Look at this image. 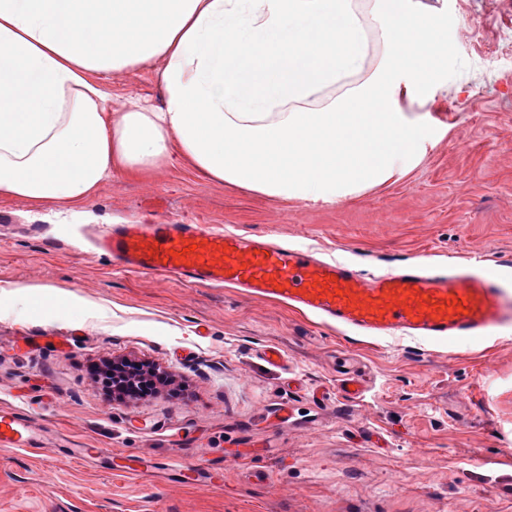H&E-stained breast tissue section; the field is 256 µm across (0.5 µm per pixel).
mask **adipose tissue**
Masks as SVG:
<instances>
[{
	"label": "adipose tissue",
	"mask_w": 512,
	"mask_h": 512,
	"mask_svg": "<svg viewBox=\"0 0 512 512\" xmlns=\"http://www.w3.org/2000/svg\"><path fill=\"white\" fill-rule=\"evenodd\" d=\"M447 58L408 0H0V197L72 211L181 162L333 205L418 164L432 125L402 104ZM150 63L160 105L111 111L99 75Z\"/></svg>",
	"instance_id": "obj_1"
}]
</instances>
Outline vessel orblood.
<instances>
[{"mask_svg": "<svg viewBox=\"0 0 512 512\" xmlns=\"http://www.w3.org/2000/svg\"><path fill=\"white\" fill-rule=\"evenodd\" d=\"M96 251L123 271L160 272L189 285L230 286L284 302L357 335L433 341L487 337L512 322V293L491 270L460 271L420 259L365 274L312 249L208 224H116L97 235ZM47 431L20 410L0 407V446L49 447ZM80 463L111 458L106 448H62ZM121 473L150 478L168 463L136 452Z\"/></svg>", "mask_w": 512, "mask_h": 512, "instance_id": "obj_1", "label": "vessel or blood"}]
</instances>
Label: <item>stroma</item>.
<instances>
[{
	"label": "stroma",
	"mask_w": 512,
	"mask_h": 512,
	"mask_svg": "<svg viewBox=\"0 0 512 512\" xmlns=\"http://www.w3.org/2000/svg\"><path fill=\"white\" fill-rule=\"evenodd\" d=\"M450 51L421 162L334 206L202 179L189 166L102 184L81 213L0 197V288L51 285L89 300L0 316V405L87 448L214 467V484L157 486L103 464L0 447V512H512V327L494 338H364L230 287L126 273L94 251L129 222L271 234L377 272L480 251L512 281V0H411ZM156 65L102 75L113 108L159 100ZM279 346L281 365L263 350ZM349 355L366 384L338 390ZM156 364L183 385L119 402L88 373L102 359ZM293 409L277 421L281 404Z\"/></svg>",
	"instance_id": "35a3bbf8"
}]
</instances>
